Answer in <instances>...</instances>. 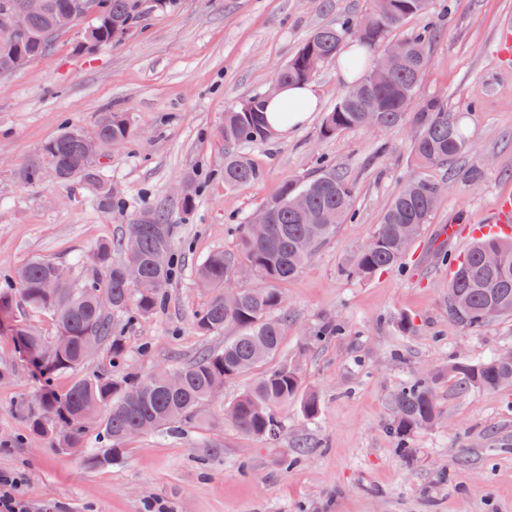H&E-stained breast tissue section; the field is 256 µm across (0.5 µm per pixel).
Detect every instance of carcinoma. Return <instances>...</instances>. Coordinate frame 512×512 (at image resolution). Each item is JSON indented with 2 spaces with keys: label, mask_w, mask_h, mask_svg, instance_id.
<instances>
[{
  "label": "carcinoma",
  "mask_w": 512,
  "mask_h": 512,
  "mask_svg": "<svg viewBox=\"0 0 512 512\" xmlns=\"http://www.w3.org/2000/svg\"><path fill=\"white\" fill-rule=\"evenodd\" d=\"M137 0H44L41 11L28 17L29 36L0 37V75L7 70L11 55H45L61 33L57 19L74 15L77 24L90 32L100 47L113 45L142 17ZM430 0H370V7L357 18H345L335 25L314 30L288 63L281 68L285 84L309 81L328 59L336 57L343 42L351 39L360 47L375 49L387 44L389 29L404 20L423 16ZM438 30L428 24L398 40L390 48L395 59L392 79L374 86L370 77L374 67L366 64L361 52L350 54L348 69L364 72L326 113L323 135L331 137L347 129L362 130L377 124L391 128L407 118L406 100L415 99L417 85L428 63L431 45ZM266 98L255 94L224 113V187L250 185L264 178V170L238 151V147L266 141L270 133L264 118ZM420 131L413 142V155L421 173L409 179L391 199L377 231L358 254L355 272L368 276L399 265L404 253L421 235L432 212L439 182L422 173L431 167L445 166L461 157L467 140L459 120L448 113L443 101L432 98L418 106ZM133 129L124 112H101L91 130L65 128L46 142L38 157L20 170L24 182L43 183L48 164L61 174L59 183L79 180L93 187L99 207L110 211L123 205L101 171V162L86 160L82 138L93 136L99 153L130 140ZM303 196L300 209L294 200ZM354 188L345 176L328 165L310 175L285 180L278 193L262 208L267 220L263 237L252 234L250 224H231L228 232L239 239L237 260L222 250L208 254L196 267L198 287L208 291V302L193 316L200 336H216L233 325L238 334L224 341V347L201 353L195 360L165 376L128 374L112 378L101 372L74 380L62 393L46 390L36 396L38 412L29 416L30 431L51 438L58 448L80 451L91 468L121 461L126 438L145 420L153 423L152 432L177 438L190 428L211 424L204 406L225 383L239 378L259 363L274 358L280 351L287 317L276 316L283 296L278 285L294 277L314 251L325 243L338 225L354 217ZM127 241L103 242L92 263L78 280L58 279L56 264L35 259L20 266L0 286V328L21 304L33 314H48L56 323V335L67 343L52 347L49 362L42 367L48 375H58L86 364L83 354L92 344L107 345L110 361L127 357L125 336L116 319L121 316L149 318L160 310L167 288L176 276L173 259L174 224L167 211L150 209L140 213L127 228ZM124 252L115 261L112 251ZM167 262L154 265L157 253ZM496 254V265H486L484 257ZM246 269L256 285L242 290L236 307H224V288L229 284L232 266ZM454 275L448 279V319L470 331L485 323L512 315V234L485 238L454 258ZM139 280H153L156 286L139 290ZM25 351L36 357L46 347L48 337L32 326L16 328ZM448 374L461 394L470 391H496L512 386V362L497 355L477 362H457ZM435 376L416 374L408 378L388 398V429L397 448L408 452L409 440L418 430L436 422L439 406L434 390ZM299 371L286 364L265 372L231 403L235 415L225 419L237 430L262 439H273L280 432L277 408L295 398L308 419L320 410L317 395L303 393ZM95 423V438L87 436V425Z\"/></svg>",
  "instance_id": "1"
}]
</instances>
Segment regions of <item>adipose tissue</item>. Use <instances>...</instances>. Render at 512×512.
Here are the masks:
<instances>
[{
    "label": "adipose tissue",
    "mask_w": 512,
    "mask_h": 512,
    "mask_svg": "<svg viewBox=\"0 0 512 512\" xmlns=\"http://www.w3.org/2000/svg\"><path fill=\"white\" fill-rule=\"evenodd\" d=\"M319 106V96L312 85H290L266 102L265 120L274 137L284 138L307 124Z\"/></svg>",
    "instance_id": "obj_1"
}]
</instances>
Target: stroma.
Wrapping results in <instances>:
<instances>
[{
	"instance_id": "stroma-1",
	"label": "stroma",
	"mask_w": 512,
	"mask_h": 512,
	"mask_svg": "<svg viewBox=\"0 0 512 512\" xmlns=\"http://www.w3.org/2000/svg\"><path fill=\"white\" fill-rule=\"evenodd\" d=\"M369 0H179L147 14L117 44L79 48L80 28L60 34L26 69L0 76V279L40 258L82 274L104 241L124 239L142 210L165 208L175 226L181 274L155 316L125 327L126 362L98 352L88 365L44 381L18 353L13 329L29 324L51 336L50 316L15 310L0 329V471L29 477L33 512H145L159 498L168 512H512V387L458 394L450 363L512 348V316L473 333L448 321V273L432 240L445 225L478 224L512 193V62L496 56L512 0H432L426 17L389 31L401 39L424 22L442 31L416 91L459 116L468 148L430 169L447 193L401 265L354 275L359 252L403 182L417 174L412 145L418 115L395 128L322 134L326 113L348 84L336 60L312 79L320 106L286 139L243 146L265 171L258 183L225 189L224 114L266 89L317 28L362 14ZM126 113L135 131L112 149L105 173L125 206L104 211L91 186L31 185L22 164L64 124L91 130L99 113ZM335 166L354 187L355 217L339 225L293 278L281 283L288 327L271 362L225 384L207 402L214 422L177 439L143 435L123 461L87 467L79 452L29 434L26 410L43 384L65 391L92 371L121 377L172 370L204 349L223 347L236 327L203 337L193 315L209 299L194 282L212 251L236 254L226 227L239 224L282 182ZM479 171L471 181V171ZM198 201L183 213L186 176ZM342 335L328 336L334 324ZM322 341H315V334ZM287 364L320 400L316 419L299 401L281 405L283 432L268 442L224 424L226 405L270 367ZM434 370L440 418L410 439L402 456L387 430L390 393L412 374ZM311 443L300 449L301 440Z\"/></svg>"
}]
</instances>
